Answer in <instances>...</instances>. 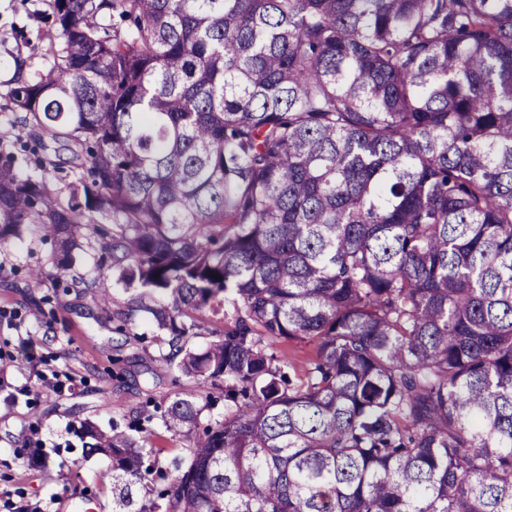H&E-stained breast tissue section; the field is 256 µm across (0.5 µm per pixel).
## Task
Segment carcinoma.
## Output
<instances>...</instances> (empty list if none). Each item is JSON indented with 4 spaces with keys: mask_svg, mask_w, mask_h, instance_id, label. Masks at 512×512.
<instances>
[{
    "mask_svg": "<svg viewBox=\"0 0 512 512\" xmlns=\"http://www.w3.org/2000/svg\"><path fill=\"white\" fill-rule=\"evenodd\" d=\"M49 7L50 66L10 99L86 173L63 198L0 154V246L53 239L62 279L112 218L116 283L167 298L125 321L196 382L174 476L141 412L80 424L112 512H512V0ZM267 338L315 346L306 381Z\"/></svg>",
    "mask_w": 512,
    "mask_h": 512,
    "instance_id": "1",
    "label": "carcinoma"
}]
</instances>
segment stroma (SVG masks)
<instances>
[{"mask_svg":"<svg viewBox=\"0 0 512 512\" xmlns=\"http://www.w3.org/2000/svg\"><path fill=\"white\" fill-rule=\"evenodd\" d=\"M48 0H0V151L19 152L28 133L15 124L8 97L18 76L46 70L52 20ZM54 243L30 233L0 250V512H77L84 500L112 512V463L85 457L75 429L127 426L131 409L150 416L149 448L159 466L179 455L185 437L168 432L162 416L193 389L178 369L155 371L168 352L167 334L149 314L135 316L133 333L118 335L116 313L130 290L95 300L88 281L108 279L112 267L99 238H82L66 280L50 278ZM40 268L41 283L29 277ZM37 449L40 465L22 463Z\"/></svg>","mask_w":512,"mask_h":512,"instance_id":"obj_1","label":"stroma"}]
</instances>
